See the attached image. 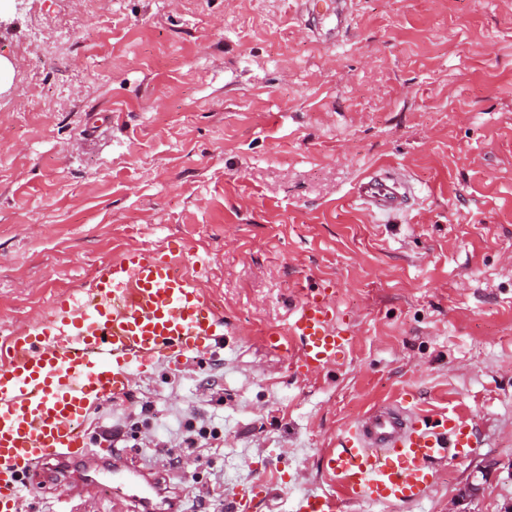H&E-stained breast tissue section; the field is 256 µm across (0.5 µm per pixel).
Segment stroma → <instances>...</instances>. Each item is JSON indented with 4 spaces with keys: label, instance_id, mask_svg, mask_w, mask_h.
<instances>
[{
    "label": "stroma",
    "instance_id": "35a3bbf8",
    "mask_svg": "<svg viewBox=\"0 0 512 512\" xmlns=\"http://www.w3.org/2000/svg\"><path fill=\"white\" fill-rule=\"evenodd\" d=\"M334 44L299 0H17L0 26V335L86 294L123 250L193 254L234 333L156 366L87 429L137 428L120 454L191 507L269 470L258 512L331 491L323 459L372 408L457 412L475 446L427 496L345 512H512V0H348ZM391 166L408 207L353 196ZM352 336L309 373L266 347L306 289ZM154 405L153 428L140 424ZM222 447L177 467L141 448L180 420ZM33 465L22 512L87 500ZM480 491L464 500L467 483Z\"/></svg>",
    "mask_w": 512,
    "mask_h": 512
}]
</instances>
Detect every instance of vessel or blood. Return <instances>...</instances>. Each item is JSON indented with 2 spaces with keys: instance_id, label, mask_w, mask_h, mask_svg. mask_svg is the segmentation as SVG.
<instances>
[{
  "instance_id": "obj_1",
  "label": "vessel or blood",
  "mask_w": 512,
  "mask_h": 512,
  "mask_svg": "<svg viewBox=\"0 0 512 512\" xmlns=\"http://www.w3.org/2000/svg\"><path fill=\"white\" fill-rule=\"evenodd\" d=\"M343 7L314 19L312 33L332 43L346 29ZM407 190L387 168L362 177L355 197L381 215L401 212ZM183 251L130 248L101 267L82 299L60 294L36 325L0 339V512H19L21 483L34 463L76 466L78 483L97 484L91 460L112 474L113 506L136 501L143 512H176L155 501L156 482L128 465L110 442L92 446L85 421L93 409L124 398L136 376L157 364L175 369L224 340V317L198 277L180 271ZM350 343L329 301L306 295L285 331L266 335L277 352L293 350L300 367L336 364ZM473 428L456 414L439 419L396 401L372 409L345 429L330 460L337 490L301 494L293 512H341L342 502L409 504L435 481V464L473 447ZM259 480L238 490L228 512H254L267 499Z\"/></svg>"
}]
</instances>
